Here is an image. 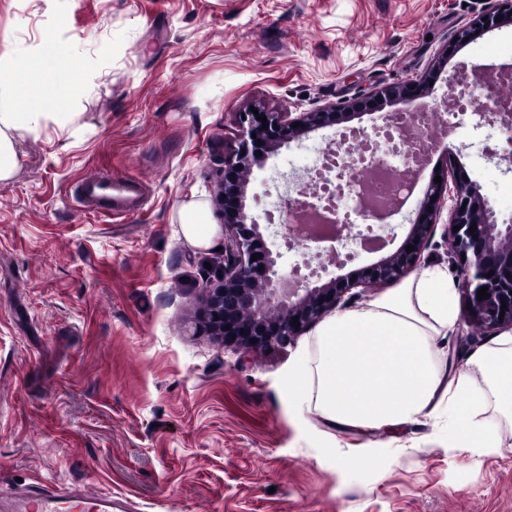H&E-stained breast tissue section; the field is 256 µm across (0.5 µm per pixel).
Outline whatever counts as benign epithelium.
Listing matches in <instances>:
<instances>
[{"mask_svg": "<svg viewBox=\"0 0 512 512\" xmlns=\"http://www.w3.org/2000/svg\"><path fill=\"white\" fill-rule=\"evenodd\" d=\"M511 23L512 0H502L497 10L478 15L468 25L455 30L450 50L436 57L434 67L439 70L447 65L449 52L464 47V39L471 40ZM427 93V80H412L382 87L352 104H329L295 117L289 112H267L263 123L254 113L245 114L241 120L244 127L240 146L224 158V180L218 192L224 213V250L210 260L213 280L206 288L197 332L213 336L226 346L250 351L287 346L295 336L337 308L350 290L387 286L419 269L447 202L450 208L444 235L453 253L465 256L459 266L460 287L467 297L471 325L488 335L512 327V278H507V274H512V224L496 222L480 187L468 180L459 165L441 177V182L430 181L403 245L374 264L324 282L312 284L307 277L291 281L281 275L278 269L281 255L270 249L261 224L245 212L244 170L262 163L266 156L314 129L351 118L363 104L382 107L395 101L412 102ZM295 122L301 126H293ZM473 224L476 230L472 235L469 228ZM455 226L459 227L456 232ZM408 245L415 250L406 251ZM254 255L258 256L255 261ZM484 286L490 297L479 300L478 290ZM295 317L300 324L298 329L293 325ZM252 338L257 342L250 343Z\"/></svg>", "mask_w": 512, "mask_h": 512, "instance_id": "7a95c632", "label": "benign epithelium"}]
</instances>
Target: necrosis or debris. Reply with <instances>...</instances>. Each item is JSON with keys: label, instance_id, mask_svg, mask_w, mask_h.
I'll use <instances>...</instances> for the list:
<instances>
[{"label": "necrosis or debris", "instance_id": "4bbe7bcc", "mask_svg": "<svg viewBox=\"0 0 512 512\" xmlns=\"http://www.w3.org/2000/svg\"><path fill=\"white\" fill-rule=\"evenodd\" d=\"M429 115H421L403 127L401 134L376 131L360 153L326 147L323 165L331 172L325 178L302 184L295 193V204L288 215L291 225L302 235L334 239L336 229L346 226L348 234L361 246L376 247V231L370 230L362 211L385 219L401 212L413 195L417 182L406 167V149L426 150L432 135Z\"/></svg>", "mask_w": 512, "mask_h": 512}]
</instances>
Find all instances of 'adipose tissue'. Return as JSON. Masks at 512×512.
Instances as JSON below:
<instances>
[{
  "label": "adipose tissue",
  "instance_id": "obj_1",
  "mask_svg": "<svg viewBox=\"0 0 512 512\" xmlns=\"http://www.w3.org/2000/svg\"><path fill=\"white\" fill-rule=\"evenodd\" d=\"M48 66L79 74L56 50L29 64L13 86H0L2 184L17 173L20 138L43 122L68 119L43 96L40 74ZM18 99L36 104V111H13ZM456 323L454 284L441 268H423L393 293L328 318L316 360L299 358L289 373L288 395L332 428L386 436L430 421L450 447L497 450L500 438L483 416L512 415V336L449 375L435 365L433 351L436 336Z\"/></svg>",
  "mask_w": 512,
  "mask_h": 512
}]
</instances>
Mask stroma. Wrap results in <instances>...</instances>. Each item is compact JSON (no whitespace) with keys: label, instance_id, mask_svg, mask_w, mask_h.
Segmentation results:
<instances>
[{"label":"stroma","instance_id":"obj_1","mask_svg":"<svg viewBox=\"0 0 512 512\" xmlns=\"http://www.w3.org/2000/svg\"><path fill=\"white\" fill-rule=\"evenodd\" d=\"M498 0H0V85L45 44L65 45L86 79L71 97L43 76L56 111L0 184V489L44 484L111 495L112 512H512V419L490 413L504 446L463 453L433 425L387 437L329 431L288 397V373L316 327L288 346L243 352L194 333L212 250L180 232L184 203L216 202L242 113L311 112L377 87L431 80L411 106H367L253 167L249 216L283 223L289 169L389 113L444 112L468 90L458 65L495 78L512 66V25L432 62L453 30ZM432 144L410 211L437 166L461 164L499 222L512 220V152L471 114ZM109 170L142 179L126 217L84 214L69 191ZM439 339L460 370L496 336L471 327L465 296Z\"/></svg>","mask_w":512,"mask_h":512}]
</instances>
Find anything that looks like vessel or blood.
Instances as JSON below:
<instances>
[{
    "mask_svg": "<svg viewBox=\"0 0 512 512\" xmlns=\"http://www.w3.org/2000/svg\"><path fill=\"white\" fill-rule=\"evenodd\" d=\"M72 199L94 216H127L144 210L145 185L135 178L99 172L76 182ZM22 508L24 512H112V499L90 496L75 489L45 487L26 492Z\"/></svg>",
    "mask_w": 512,
    "mask_h": 512,
    "instance_id": "b4317fda",
    "label": "vessel or blood"
}]
</instances>
